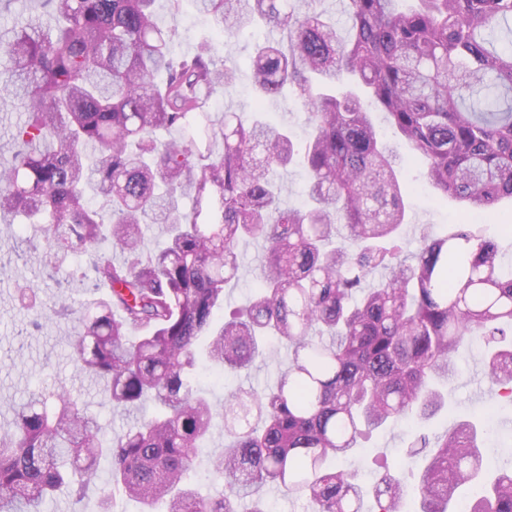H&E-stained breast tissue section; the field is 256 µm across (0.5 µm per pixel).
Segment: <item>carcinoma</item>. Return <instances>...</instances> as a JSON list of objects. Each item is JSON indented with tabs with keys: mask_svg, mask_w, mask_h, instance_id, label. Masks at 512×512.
<instances>
[{
	"mask_svg": "<svg viewBox=\"0 0 512 512\" xmlns=\"http://www.w3.org/2000/svg\"><path fill=\"white\" fill-rule=\"evenodd\" d=\"M191 2L227 37L269 29L252 46L251 113L211 110L237 68L211 43L174 53L177 27L159 23L156 0H39L0 25V102L25 112L0 161V213L39 225L49 277L67 269L107 289L77 310L57 302L30 327L73 318L78 370L115 408H156L112 437L64 386L28 393L0 429V512H45L63 489L77 505L102 461L145 512H238L266 485L307 496L312 512H362L356 474L327 461L391 422L435 415L461 342L489 345L483 374L512 402V274L480 224L427 232L404 254L395 157L364 107L386 114L442 196L471 213L512 200V0L407 11L343 0L347 36L324 0ZM286 90L311 127L301 146L259 116ZM295 163L307 169L305 210L281 205L280 173ZM146 224L164 235L152 250ZM248 240L265 244L255 292L224 317ZM271 338L288 342V364L263 391L224 397L230 442L208 457L223 489L201 497L191 472L214 409L199 352L220 371L248 370ZM482 463L473 422L421 437L403 463L417 478L413 512H455ZM371 493L377 512H406L390 470ZM470 512H512V464Z\"/></svg>",
	"mask_w": 512,
	"mask_h": 512,
	"instance_id": "cac0c4a2",
	"label": "carcinoma"
}]
</instances>
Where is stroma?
Wrapping results in <instances>:
<instances>
[{
    "instance_id": "35a3bbf8",
    "label": "stroma",
    "mask_w": 512,
    "mask_h": 512,
    "mask_svg": "<svg viewBox=\"0 0 512 512\" xmlns=\"http://www.w3.org/2000/svg\"><path fill=\"white\" fill-rule=\"evenodd\" d=\"M156 12L163 23L177 25L181 36L175 43L176 52H189L202 40L214 42L218 39L210 20L198 14L189 0H184L180 13L175 16L171 15L167 0H158ZM252 42V36L244 35L229 39L223 45V52L229 53L237 65L238 79L230 97L217 98V110L250 108ZM385 139L397 156V167L406 192L407 217L402 227V241L406 254L411 255L417 252L424 230L451 233L455 225L465 219L466 213L458 202L436 194L425 176L424 164L414 161L393 134H386ZM23 238L30 241L26 261L0 271V339L11 336L19 326L28 324L36 317L39 307L53 305L61 293L56 281L49 279L43 271L39 235L33 229L0 220V253L10 252ZM27 283L37 288V305L33 308L21 306L17 300L18 288ZM74 327V322L64 320L47 324L25 337L21 359L0 358V425L8 418L14 401L30 391L58 385L66 386L80 397L96 415L105 434H118L132 421V414L112 408L99 384L78 372L68 345ZM287 361V347L275 341L269 345L265 360L249 374L223 373L205 367L200 371L199 384L212 401L220 405L225 395L238 387L259 391L272 385ZM454 361L456 371L449 387L450 411L440 413L428 423L409 420L374 433L363 447L339 459V466L358 471L361 482L371 484L375 477L372 464L375 454L383 453L390 462H399L420 435L444 433L470 418L477 410L484 415L488 468H495L507 459L512 461V407L505 405L495 386L483 378L479 345L460 349Z\"/></svg>"
}]
</instances>
